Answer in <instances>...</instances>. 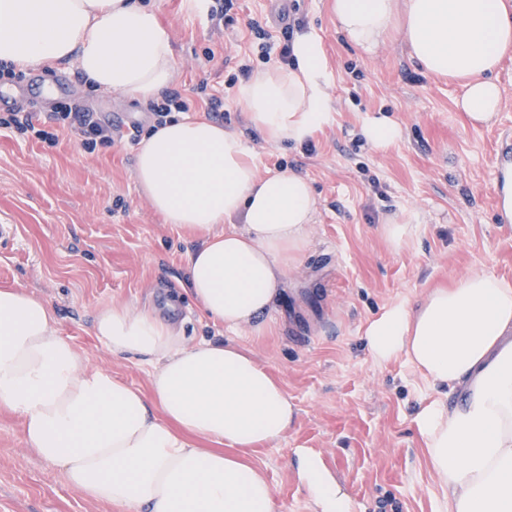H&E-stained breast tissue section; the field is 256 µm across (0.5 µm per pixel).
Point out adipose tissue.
Listing matches in <instances>:
<instances>
[{"label": "adipose tissue", "instance_id": "obj_1", "mask_svg": "<svg viewBox=\"0 0 512 512\" xmlns=\"http://www.w3.org/2000/svg\"><path fill=\"white\" fill-rule=\"evenodd\" d=\"M347 43L372 56L392 33L429 74L465 79L457 107L473 124L497 116L493 73L512 52V0H332ZM174 47L143 0H0V63L64 62L104 93L146 102L174 80ZM320 36L298 33L291 63L238 84L251 125L270 143L298 145L334 120ZM236 130L184 115L154 127L134 177L164 223L199 233L184 289L233 331L274 306L308 245L316 200L307 176H259ZM51 305L0 289V410L18 414L28 448L88 498L124 512H273L270 484L240 450L279 442L295 408L243 348L189 343L155 313L115 304L93 332L116 355L153 369L149 391L90 368L56 329ZM372 360L406 356L434 384L459 392L414 416L443 490V512H512V283L462 276L420 304L402 298L370 320ZM210 440L199 448L195 439ZM298 466L313 512H352L349 496L307 456Z\"/></svg>", "mask_w": 512, "mask_h": 512}]
</instances>
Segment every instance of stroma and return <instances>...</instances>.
Instances as JSON below:
<instances>
[{
  "instance_id": "stroma-1",
  "label": "stroma",
  "mask_w": 512,
  "mask_h": 512,
  "mask_svg": "<svg viewBox=\"0 0 512 512\" xmlns=\"http://www.w3.org/2000/svg\"><path fill=\"white\" fill-rule=\"evenodd\" d=\"M331 0H236L235 23L216 29L185 0H160V19L175 48V88L207 81L223 97L228 128L243 131L259 174L302 171L317 198L308 246L291 266L263 330L226 331L184 297L190 234L163 223L139 191L136 150L154 119L144 103L102 94L71 64L28 69L23 83L0 78V113L38 111L61 102L95 117L136 121L132 137L85 153L63 134L56 146L0 129V217L16 226L0 243V288H24L49 302L57 329L92 366L148 389L149 366L115 356L94 335L96 313L115 302L171 319L191 341L246 348L282 385L297 414L285 438L254 449L249 460L267 477L274 512H312L296 465L301 451L349 495L353 512H438L441 491L413 418L422 399L442 396L406 357L377 364L363 329L398 297L419 299L473 273L512 282V224L498 217L492 170L512 145V54L495 73L504 93L496 120L472 125L455 106L458 80L426 75L400 39L371 57L350 48ZM321 37L337 106L331 126L310 145L268 144L248 127L226 81L251 49L252 25L278 33V15ZM215 58L205 62L203 52ZM399 124L396 143L374 148L365 115ZM418 215L410 247L394 251L380 233L389 216ZM0 512H109L70 486L60 469L24 443L18 415L0 412Z\"/></svg>"
}]
</instances>
